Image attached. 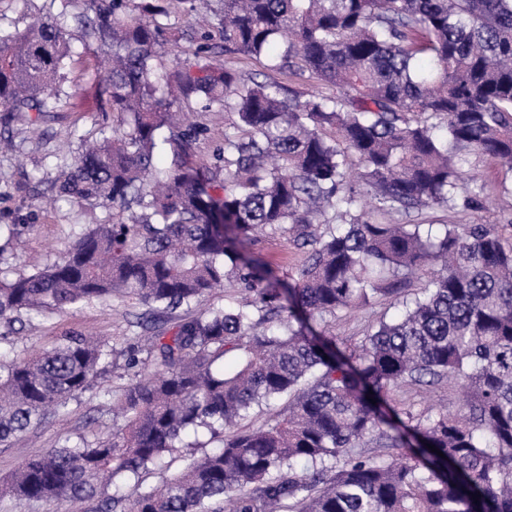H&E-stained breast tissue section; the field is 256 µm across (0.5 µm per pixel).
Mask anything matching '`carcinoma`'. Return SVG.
Listing matches in <instances>:
<instances>
[{"label": "carcinoma", "instance_id": "obj_1", "mask_svg": "<svg viewBox=\"0 0 512 512\" xmlns=\"http://www.w3.org/2000/svg\"><path fill=\"white\" fill-rule=\"evenodd\" d=\"M77 1L80 12L0 34V112L40 123L75 63L69 27L97 42L100 110L120 122L81 139L55 193L112 222L87 227L63 261L1 279L0 322L114 297L185 315L154 319L129 346L128 383L106 390L109 435L26 459L0 493L27 512L63 499L94 512H512V238L497 224L434 233L398 220L448 206L473 159L512 172V0H177L197 27L170 34L158 17L172 0L65 3ZM216 37L339 95L246 78L216 59ZM169 44L170 66L157 65ZM216 108L234 113L232 130L193 166L207 132L193 116ZM286 231L307 253L288 284L245 255ZM416 275L422 294L360 344L313 332ZM227 285L235 305L193 312ZM17 342L0 335L14 352L0 359V447L68 414L113 354L79 331L34 353ZM445 381L463 389L456 411L391 404ZM283 396L273 422L240 426ZM200 430L222 445L132 499L105 493Z\"/></svg>", "mask_w": 512, "mask_h": 512}]
</instances>
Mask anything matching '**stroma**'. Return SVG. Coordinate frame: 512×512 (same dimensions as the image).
Listing matches in <instances>:
<instances>
[{"label":"stroma","instance_id":"obj_1","mask_svg":"<svg viewBox=\"0 0 512 512\" xmlns=\"http://www.w3.org/2000/svg\"><path fill=\"white\" fill-rule=\"evenodd\" d=\"M62 9L61 0H0V30L24 29L33 19L50 20ZM65 96L58 111L45 114L39 134H32L24 119L0 124V135L12 141L10 150L0 153V276L13 278L61 262L75 236L92 224L108 223L111 210L65 199L53 200L51 186L59 170L72 163L80 150V139L96 137L103 127L100 101L93 78L81 69L69 71L62 84ZM234 120L233 113H204L209 132L193 146V165L211 163L212 154L224 139V130ZM463 196L479 195L482 207L428 208L419 216L425 224H464L479 218L488 224L512 222V173L491 159L477 160L462 191ZM247 252L257 263L289 280L305 262L306 254L292 234L277 233L258 238ZM421 284L412 281L404 296L383 297L372 308L356 313L341 312L330 325L314 322L315 330L329 328L338 346L357 344L379 317L390 318L403 308L404 298L420 294ZM145 305L118 298L93 304L77 312H55L22 328V343L28 348L50 344L57 336L75 330L109 340L112 362L100 376L106 384L119 385L125 351L146 313ZM99 389L84 392L72 401L69 413L15 442L0 447V482L8 481L16 467L29 455L54 449L66 437L86 438L110 432L112 415Z\"/></svg>","mask_w":512,"mask_h":512}]
</instances>
